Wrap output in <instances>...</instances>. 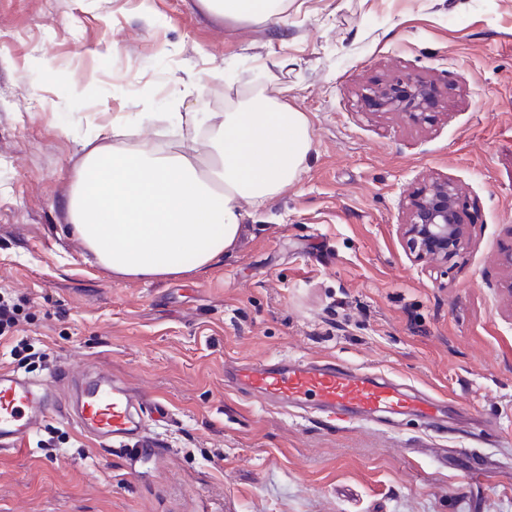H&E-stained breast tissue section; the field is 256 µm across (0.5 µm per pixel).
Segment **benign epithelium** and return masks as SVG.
I'll return each mask as SVG.
<instances>
[{
    "label": "benign epithelium",
    "mask_w": 512,
    "mask_h": 512,
    "mask_svg": "<svg viewBox=\"0 0 512 512\" xmlns=\"http://www.w3.org/2000/svg\"><path fill=\"white\" fill-rule=\"evenodd\" d=\"M364 101L377 112H397L420 122L440 107L438 87L412 76H399L363 89ZM400 233L418 261L446 264L468 241V223L459 206V188L446 176L432 178L404 203Z\"/></svg>",
    "instance_id": "obj_1"
}]
</instances>
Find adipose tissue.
Here are the masks:
<instances>
[{"label":"adipose tissue","instance_id":"adipose-tissue-1","mask_svg":"<svg viewBox=\"0 0 512 512\" xmlns=\"http://www.w3.org/2000/svg\"><path fill=\"white\" fill-rule=\"evenodd\" d=\"M226 22L276 24L288 37L287 0H200ZM145 112L126 128L133 149L88 150L64 208L70 231L120 279L167 280L203 273L231 253L242 232V202L262 204L298 179L311 149L305 113L287 91L253 92L235 111L203 118L208 158L152 145Z\"/></svg>","mask_w":512,"mask_h":512}]
</instances>
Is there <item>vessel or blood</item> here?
Here are the masks:
<instances>
[{
  "label": "vessel or blood",
  "instance_id": "b4317fda",
  "mask_svg": "<svg viewBox=\"0 0 512 512\" xmlns=\"http://www.w3.org/2000/svg\"><path fill=\"white\" fill-rule=\"evenodd\" d=\"M69 371L54 372L52 382L0 368V454L27 448L45 421L56 415L73 422L100 446L119 444L143 457L158 449L147 420H165L169 408L144 389L95 372L82 380L73 396L61 397L57 387L70 381ZM228 387L252 391L281 408L313 404L334 420L349 414L363 418L380 412H418L438 424L441 403L423 400L373 372L347 370L333 362L246 363L225 371Z\"/></svg>",
  "mask_w": 512,
  "mask_h": 512
}]
</instances>
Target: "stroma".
I'll list each match as a JSON object with an SVG mask.
<instances>
[{"label":"stroma","instance_id":"35a3bbf8","mask_svg":"<svg viewBox=\"0 0 512 512\" xmlns=\"http://www.w3.org/2000/svg\"><path fill=\"white\" fill-rule=\"evenodd\" d=\"M288 16L280 64L274 26H228L197 0H0V296L18 307L0 366L95 367L172 411L142 458L50 418L0 456V512H512V0H288ZM402 75L448 92L423 126L359 100ZM256 86L289 87L309 119L297 181L244 204L210 271L114 279L66 231L87 144L141 112L174 143L166 113L221 112ZM438 175L460 187L470 244L435 269L399 226ZM285 359L440 397L444 425L329 421L224 385L225 365Z\"/></svg>","mask_w":512,"mask_h":512}]
</instances>
